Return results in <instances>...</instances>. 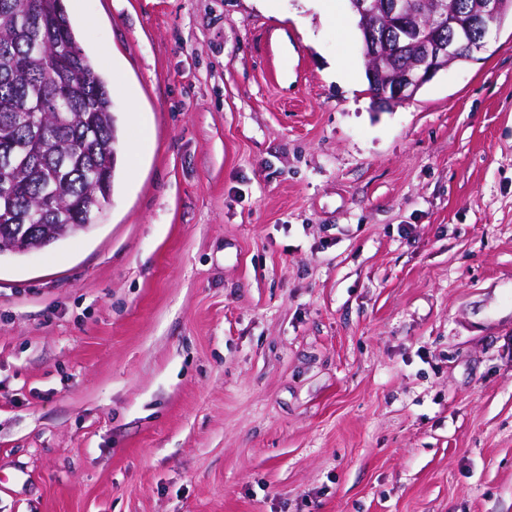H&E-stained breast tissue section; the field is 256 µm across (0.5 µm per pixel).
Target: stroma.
<instances>
[{"instance_id":"35a3bbf8","label":"stroma","mask_w":512,"mask_h":512,"mask_svg":"<svg viewBox=\"0 0 512 512\" xmlns=\"http://www.w3.org/2000/svg\"><path fill=\"white\" fill-rule=\"evenodd\" d=\"M64 4L115 177L0 256V512H512V19L385 107L349 0Z\"/></svg>"}]
</instances>
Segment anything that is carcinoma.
<instances>
[{
  "instance_id": "carcinoma-1",
  "label": "carcinoma",
  "mask_w": 512,
  "mask_h": 512,
  "mask_svg": "<svg viewBox=\"0 0 512 512\" xmlns=\"http://www.w3.org/2000/svg\"><path fill=\"white\" fill-rule=\"evenodd\" d=\"M57 59L74 72L51 91ZM117 126L106 83L77 42L63 0H0V236L38 224L53 244L87 220L77 205L113 183Z\"/></svg>"
}]
</instances>
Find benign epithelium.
I'll list each match as a JSON object with an SVG mask.
<instances>
[{"label":"benign epithelium","mask_w":512,"mask_h":512,"mask_svg":"<svg viewBox=\"0 0 512 512\" xmlns=\"http://www.w3.org/2000/svg\"><path fill=\"white\" fill-rule=\"evenodd\" d=\"M360 16L363 48L368 58L379 61L403 49H414L399 70L388 75L377 96L384 104L412 99L438 72L448 69L462 48L479 51L500 27L505 0H480L478 11L463 13L437 0L425 11L414 0H353ZM38 225L21 226L0 241V253L25 255L42 248L32 240Z\"/></svg>","instance_id":"benign-epithelium-1"}]
</instances>
